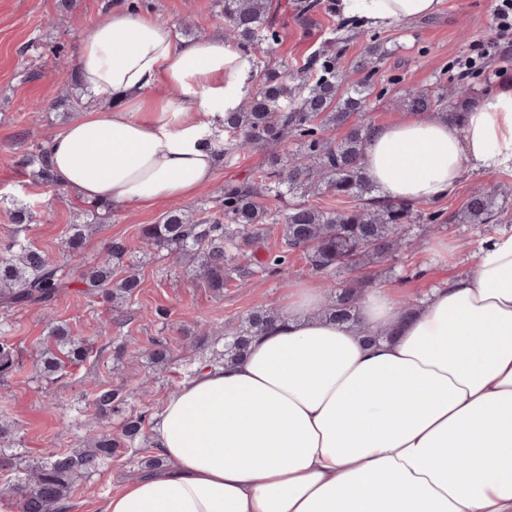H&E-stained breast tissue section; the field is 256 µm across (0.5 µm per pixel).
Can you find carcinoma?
<instances>
[{"instance_id": "obj_1", "label": "carcinoma", "mask_w": 512, "mask_h": 512, "mask_svg": "<svg viewBox=\"0 0 512 512\" xmlns=\"http://www.w3.org/2000/svg\"><path fill=\"white\" fill-rule=\"evenodd\" d=\"M271 0H224L227 36L252 55L265 54L279 40V31L270 22ZM343 49L314 58L309 69L316 71L312 83L288 85V76L274 69L263 75L262 84L251 94L247 107L224 116V155L251 143L272 147L269 167L247 186L227 185L218 197L216 210H178L165 215L158 224L141 229L140 260L152 250H165L176 263L219 293L232 280L239 286L252 284V277L282 264L290 251H303L312 269L330 277L341 269H353L365 262H383L395 257L403 239L404 225L418 218L429 224L442 221L437 211L415 212L414 205L385 202L371 197L374 185L363 168L370 124L354 122L353 116L366 111L371 95L370 81L347 84L340 70ZM472 88L460 84L451 94H430L408 90L401 106L411 112L440 110L451 120L464 112ZM344 129L339 140L329 132ZM296 148L288 149V141ZM25 164L38 175L53 180L47 147L35 146ZM312 192H330L356 205L345 210H324L306 200ZM288 200L282 211L269 213L262 199ZM497 194L481 187L468 195L463 221L487 224L494 220ZM282 230V254L255 260L254 267L236 264V258L261 243L268 224ZM83 234L80 227L66 242L62 259L52 261L39 248L17 235L0 243V307L4 310L32 305L48 306L70 287L71 265L78 258ZM132 251L124 241L112 239L106 258L83 278L84 294L106 299H128L139 293L141 279L136 266L124 276H113L114 266L123 264ZM361 289L348 286L334 292L332 301L320 315L338 322H356ZM279 318L276 310L251 312L234 330L216 339L223 350L198 356L197 364L219 363L241 357L251 337L263 333ZM51 344L39 352V362L50 375L66 363H80L87 357L82 343L68 336L61 325L49 327ZM14 348L0 338V377L16 369ZM97 410L125 412L118 393L104 386L95 388ZM146 414L124 418L121 433L96 434L91 446L76 452H58L43 462H35L15 478L10 492L18 512H61L64 502L78 483L102 472L119 448H134L142 438Z\"/></svg>"}]
</instances>
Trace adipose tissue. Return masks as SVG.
<instances>
[{
	"mask_svg": "<svg viewBox=\"0 0 512 512\" xmlns=\"http://www.w3.org/2000/svg\"><path fill=\"white\" fill-rule=\"evenodd\" d=\"M441 0H341L375 27ZM79 78L95 108L48 145L58 184L92 203L150 208L212 182L225 113L255 71L213 36L177 44L148 13L114 10L85 38ZM365 171L388 200L446 197L465 169L512 170V86L461 121L373 126ZM469 276L419 309L368 292L351 325L319 317L302 282L247 354L202 366L151 421L164 463L104 512H512V234L476 251ZM387 329L389 338L369 342Z\"/></svg>",
	"mask_w": 512,
	"mask_h": 512,
	"instance_id": "adipose-tissue-1",
	"label": "adipose tissue"
}]
</instances>
